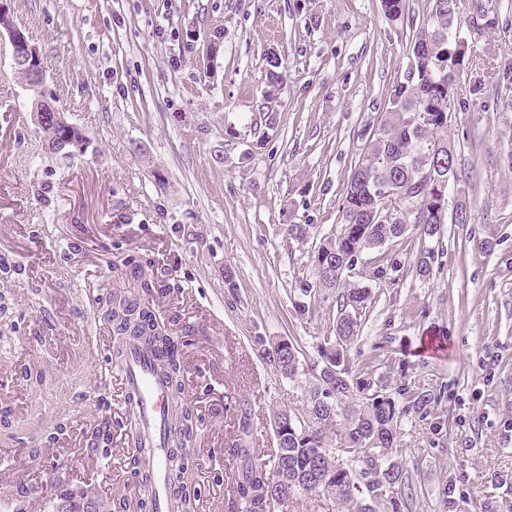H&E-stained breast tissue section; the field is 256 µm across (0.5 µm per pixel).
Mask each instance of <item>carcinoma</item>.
Listing matches in <instances>:
<instances>
[{
    "instance_id": "carcinoma-1",
    "label": "carcinoma",
    "mask_w": 512,
    "mask_h": 512,
    "mask_svg": "<svg viewBox=\"0 0 512 512\" xmlns=\"http://www.w3.org/2000/svg\"><path fill=\"white\" fill-rule=\"evenodd\" d=\"M462 12V0H429L408 71L392 87L381 112L378 128L382 132L372 135L354 163L339 205V227L320 237L312 256L313 278L297 283L304 297L314 298L323 290L333 294L336 319L332 329L319 337L322 365L307 391L304 411L274 412L272 459L256 463L249 449L231 448L240 459L234 485L238 512H288V500L297 491H327L345 512H376L382 501L390 504L392 512H401L405 473L396 456L397 423L413 412L427 411L437 396L425 391L401 404L386 386L355 376L346 345L360 332L371 291L352 281L349 272L377 249L380 255L370 280L378 285L394 286L411 271L423 280L433 274L438 248L424 245L411 261L402 241L412 230L422 242L433 239L445 223L442 210L448 207V187L444 182L456 177V169L448 168V98L455 93L454 69L448 61L464 48ZM38 126L57 150L84 145L82 134L59 112L44 113ZM383 181L394 190L392 209L411 211L406 221L381 222L376 184ZM313 234L312 224L287 228L288 239L297 242ZM130 276L146 293L155 287L140 262L131 264ZM153 316L149 304L138 299L110 311L117 336L116 358L132 341L174 342L171 336L156 334ZM294 349L291 342L286 349L275 343L265 350L276 371L290 380L303 375ZM182 373V361L171 354L165 375L178 393L184 390ZM199 424L187 406L178 407L173 426L179 439L198 433ZM127 465L136 478L148 475L147 457L139 452L128 457ZM173 497L177 512L197 510L199 497L186 488L174 486Z\"/></svg>"
}]
</instances>
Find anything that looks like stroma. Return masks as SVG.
<instances>
[{"label":"stroma","mask_w":512,"mask_h":512,"mask_svg":"<svg viewBox=\"0 0 512 512\" xmlns=\"http://www.w3.org/2000/svg\"><path fill=\"white\" fill-rule=\"evenodd\" d=\"M40 50L43 94L84 138L52 149L0 36V489L49 501L86 490L135 512L128 453L90 447L122 395L99 339L125 295L112 259L149 260L157 314L182 341L200 512H237L228 443L269 459L272 412L307 393L260 356L293 338L319 359L334 299L299 312L314 240L336 229L351 169L402 80L426 0H8ZM448 121L466 225L443 224L431 279L372 290L349 347L356 375L398 401L437 394L397 427L414 489L402 512H512V0H468ZM283 62L269 89L266 55ZM277 128L256 146L264 113ZM246 403L239 429L228 400ZM63 426L68 447L48 442Z\"/></svg>","instance_id":"obj_1"}]
</instances>
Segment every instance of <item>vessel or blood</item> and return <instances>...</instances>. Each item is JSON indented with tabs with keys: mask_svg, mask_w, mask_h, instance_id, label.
<instances>
[{
	"mask_svg": "<svg viewBox=\"0 0 512 512\" xmlns=\"http://www.w3.org/2000/svg\"><path fill=\"white\" fill-rule=\"evenodd\" d=\"M163 354L140 343L127 346L119 362L107 363L116 374L124 392V403L131 423L120 441L121 447L147 454L150 476L140 484L143 512H174L171 487L176 480L170 450L177 444L170 419L177 401L161 375Z\"/></svg>",
	"mask_w": 512,
	"mask_h": 512,
	"instance_id": "obj_1",
	"label": "vessel or blood"
}]
</instances>
